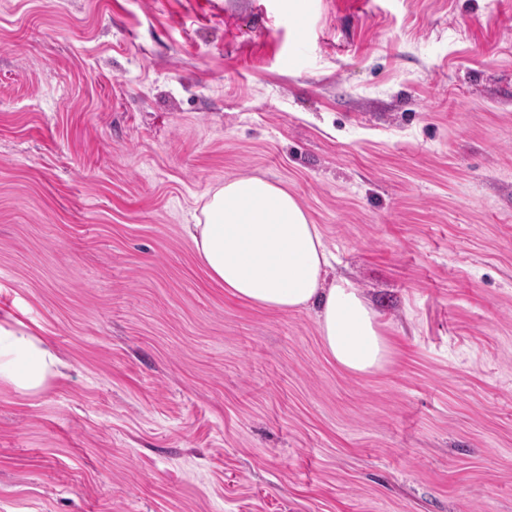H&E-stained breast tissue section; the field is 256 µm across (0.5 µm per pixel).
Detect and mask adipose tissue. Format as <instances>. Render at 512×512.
I'll return each mask as SVG.
<instances>
[{
    "mask_svg": "<svg viewBox=\"0 0 512 512\" xmlns=\"http://www.w3.org/2000/svg\"><path fill=\"white\" fill-rule=\"evenodd\" d=\"M187 231L209 278L231 295L268 311L314 310L323 347L345 372L373 374L389 361L377 312L351 281L330 278L323 235L286 189L257 177L226 182ZM59 365L42 339L0 326V383L36 394Z\"/></svg>",
    "mask_w": 512,
    "mask_h": 512,
    "instance_id": "obj_1",
    "label": "adipose tissue"
}]
</instances>
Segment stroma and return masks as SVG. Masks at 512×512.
<instances>
[{
	"mask_svg": "<svg viewBox=\"0 0 512 512\" xmlns=\"http://www.w3.org/2000/svg\"><path fill=\"white\" fill-rule=\"evenodd\" d=\"M288 190L388 325L211 283L184 227ZM0 512H512V0H0ZM60 364L42 339L0 326V383L37 394L59 375Z\"/></svg>",
	"mask_w": 512,
	"mask_h": 512,
	"instance_id": "stroma-1",
	"label": "stroma"
}]
</instances>
